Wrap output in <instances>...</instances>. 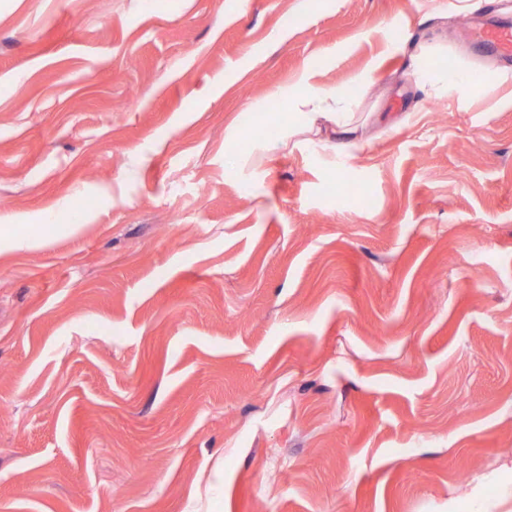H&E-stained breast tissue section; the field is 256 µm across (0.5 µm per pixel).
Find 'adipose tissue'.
Instances as JSON below:
<instances>
[{
	"instance_id": "adipose-tissue-1",
	"label": "adipose tissue",
	"mask_w": 512,
	"mask_h": 512,
	"mask_svg": "<svg viewBox=\"0 0 512 512\" xmlns=\"http://www.w3.org/2000/svg\"><path fill=\"white\" fill-rule=\"evenodd\" d=\"M299 84L302 88L301 109L288 115L289 135L311 139L328 130L347 149L363 145L364 121L353 112L352 103L344 93L323 91L313 84L312 75L308 72L301 75Z\"/></svg>"
}]
</instances>
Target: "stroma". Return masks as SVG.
Returning <instances> with one entry per match:
<instances>
[{"mask_svg":"<svg viewBox=\"0 0 512 512\" xmlns=\"http://www.w3.org/2000/svg\"><path fill=\"white\" fill-rule=\"evenodd\" d=\"M480 12L512 0H0V512H512ZM308 70L366 143L249 165ZM445 91L451 94H456L461 99H465L478 88L482 82L473 80L465 73L451 72L446 75L442 80Z\"/></svg>","mask_w":512,"mask_h":512,"instance_id":"1","label":"stroma"}]
</instances>
